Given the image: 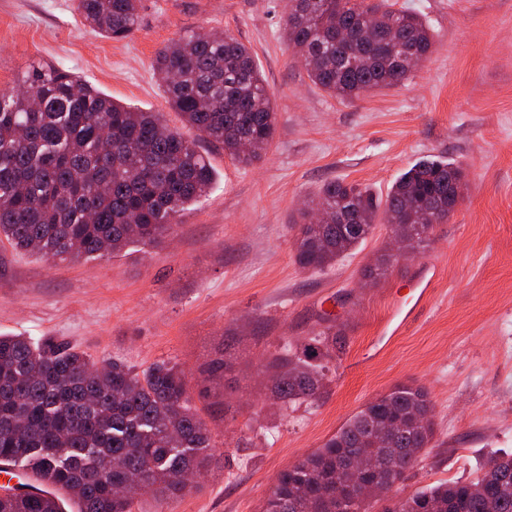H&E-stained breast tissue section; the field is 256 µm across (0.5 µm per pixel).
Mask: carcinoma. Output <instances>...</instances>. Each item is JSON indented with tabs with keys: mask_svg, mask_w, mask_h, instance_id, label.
<instances>
[{
	"mask_svg": "<svg viewBox=\"0 0 512 512\" xmlns=\"http://www.w3.org/2000/svg\"><path fill=\"white\" fill-rule=\"evenodd\" d=\"M95 32L125 39L140 0H74ZM284 34L302 48L309 80L345 99L404 84L411 62L433 52L421 15L394 0H286ZM154 70L187 138L154 112L121 105L72 72L28 69L0 91V240L45 260L118 255L156 247L174 234L185 207L209 192L214 170L203 140L241 164L273 139L276 112L249 48L227 34L187 31L161 48ZM463 169L426 158L404 172L385 202L366 187L325 183L300 214L295 261L324 270L388 224L411 255L430 225L448 220ZM329 210L330 222L307 223ZM327 326L297 348L286 342L266 368L283 409L316 403L336 355ZM435 439L427 392L403 383L367 402L321 448L283 470L263 512H336V485L352 464L375 489L401 483ZM211 432L190 405L183 370L170 360L142 373L99 364L74 347L0 334V457L30 470L38 490L0 496V512H131L134 495L182 492L185 472L210 461ZM385 512H512V453L492 455L472 479L397 497Z\"/></svg>",
	"mask_w": 512,
	"mask_h": 512,
	"instance_id": "cac0c4a2",
	"label": "carcinoma"
}]
</instances>
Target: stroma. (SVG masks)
Masks as SVG:
<instances>
[{
	"label": "stroma",
	"instance_id": "stroma-1",
	"mask_svg": "<svg viewBox=\"0 0 512 512\" xmlns=\"http://www.w3.org/2000/svg\"><path fill=\"white\" fill-rule=\"evenodd\" d=\"M397 3L424 16L433 53L405 85L342 101L294 56L281 0H142L139 27L122 40L86 26L73 0H0V90L51 63L178 128L153 64L193 29L252 49L277 114L253 165L201 143L214 184L159 247L53 262L0 242L1 334L50 339L138 372L161 360L185 372L212 463L191 489L166 500L141 494L132 512H261L280 472L399 383L428 391L436 429L401 495L474 477L492 453L512 452V0ZM427 156L460 166L466 185L414 256L365 282L390 241L380 224L331 267L297 265L293 226L325 182L382 197ZM422 268L435 271L430 297L402 335L384 336ZM329 325L342 347L324 398L281 409L265 358ZM220 359L228 370L211 373Z\"/></svg>",
	"mask_w": 512,
	"mask_h": 512
}]
</instances>
